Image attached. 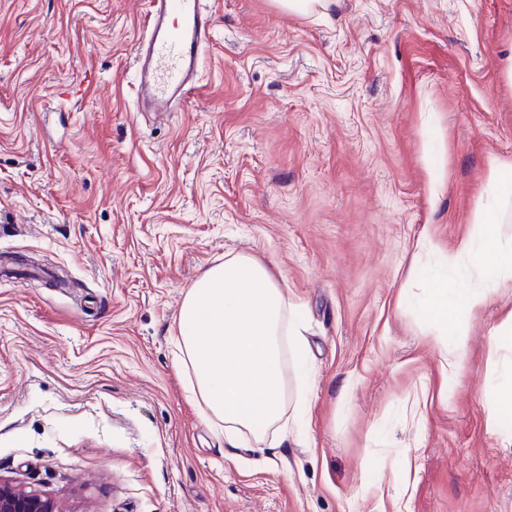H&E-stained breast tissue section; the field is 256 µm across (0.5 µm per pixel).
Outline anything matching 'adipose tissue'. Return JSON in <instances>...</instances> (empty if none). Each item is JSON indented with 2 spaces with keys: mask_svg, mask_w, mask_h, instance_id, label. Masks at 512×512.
Wrapping results in <instances>:
<instances>
[{
  "mask_svg": "<svg viewBox=\"0 0 512 512\" xmlns=\"http://www.w3.org/2000/svg\"><path fill=\"white\" fill-rule=\"evenodd\" d=\"M476 238L464 239L448 264L466 262L475 271L488 265L512 280V253L500 246L498 221L485 210L474 216ZM285 283L257 258L237 254L206 269L187 291L173 344L180 366L190 369L192 399L207 420H219L229 441L255 436L259 452L274 460L286 406L284 342H299L290 318ZM489 301L484 285L449 293L441 281L427 290L425 311L432 336L455 366L465 345L469 315ZM277 438H267L268 429Z\"/></svg>",
  "mask_w": 512,
  "mask_h": 512,
  "instance_id": "ef3b65f1",
  "label": "adipose tissue"
}]
</instances>
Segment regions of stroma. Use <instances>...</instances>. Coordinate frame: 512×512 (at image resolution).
Listing matches in <instances>:
<instances>
[{
    "instance_id": "1",
    "label": "stroma",
    "mask_w": 512,
    "mask_h": 512,
    "mask_svg": "<svg viewBox=\"0 0 512 512\" xmlns=\"http://www.w3.org/2000/svg\"><path fill=\"white\" fill-rule=\"evenodd\" d=\"M201 91L135 107L139 0H0V478L66 512H512L497 270L452 372L408 279L495 212L512 248V0H215ZM430 236L432 251L422 249ZM284 277L293 437L268 463L187 392L171 336L224 256ZM512 416V386L501 389L496 397V403L493 407L490 417L489 426L494 429L499 426L501 421Z\"/></svg>"
}]
</instances>
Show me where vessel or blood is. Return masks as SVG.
I'll return each mask as SVG.
<instances>
[{
	"instance_id": "b4317fda",
	"label": "vessel or blood",
	"mask_w": 512,
	"mask_h": 512,
	"mask_svg": "<svg viewBox=\"0 0 512 512\" xmlns=\"http://www.w3.org/2000/svg\"><path fill=\"white\" fill-rule=\"evenodd\" d=\"M145 34L135 65L138 101L167 116L198 90L195 78L214 25L211 0H142Z\"/></svg>"
}]
</instances>
